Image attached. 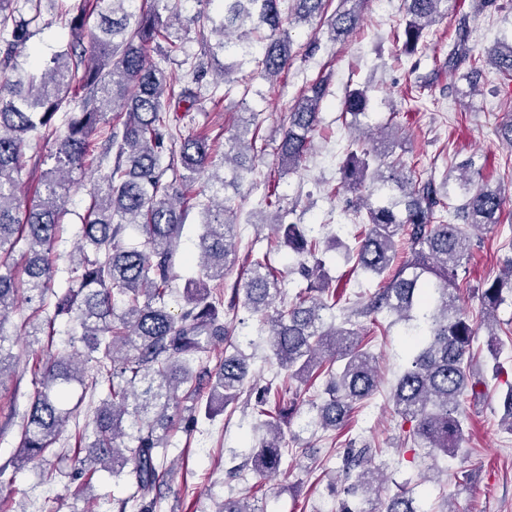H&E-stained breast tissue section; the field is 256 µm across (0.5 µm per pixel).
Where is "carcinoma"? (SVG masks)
Returning a JSON list of instances; mask_svg holds the SVG:
<instances>
[{
    "mask_svg": "<svg viewBox=\"0 0 512 512\" xmlns=\"http://www.w3.org/2000/svg\"><path fill=\"white\" fill-rule=\"evenodd\" d=\"M74 41L34 70L21 73L16 59L42 22L41 0H0V384L13 374L16 355L6 343L4 325L10 314L27 306L24 335L29 343L40 337L52 341L55 322L75 323L71 343L84 350L52 353L36 360L38 390L24 416L16 456L22 463L54 454L53 445L81 402L70 406L68 393L80 386L101 391L91 422L74 435V471L79 478L104 470L125 477L130 495L113 500L115 512H154V496L163 470V450L169 447L174 417L169 409L187 402L183 420L197 424L200 412L212 416L213 404L224 411L244 396L254 398L252 412L261 419L266 437L249 450L246 463L234 470L240 480L251 473L265 479L277 473L289 454L281 423L289 408L271 407L292 383L324 378L320 401H312L310 422L324 432L341 431L351 416L377 390L372 337L326 322V313L343 299L344 290L330 286L317 257L318 238L309 224H284L280 246L304 266L318 283L301 290L296 301L272 307L282 293L272 265L271 250L250 252L248 274L232 286L229 301L224 284L232 270L236 225L234 203L246 175L255 171L258 137L255 116L239 117V126L215 164L207 134L183 138L170 109L190 113L202 108L204 91L224 88L238 60L252 57L256 73L269 79L288 68L291 42L284 25L306 24L324 15L330 0H292L283 15L280 0H222L223 17L215 22L203 11L191 22L211 27L215 45L203 42L199 55H183L171 39L168 17H180L171 0H81L75 8L56 0ZM351 7L334 13L331 34L345 38L360 25L362 0H344ZM405 25L398 38L407 55L417 53L426 28L448 12V0H406ZM94 28L86 27L89 17ZM466 21H460L448 61H469L464 74L475 85L484 63L506 84L512 82V42H498L475 55L467 47ZM184 59L168 71L151 62ZM224 52V85L207 83L205 58ZM325 80L305 87L288 113L277 155L293 169L308 153L318 125ZM367 87L349 91L345 114L352 122L367 115ZM112 113V129L98 139L99 124ZM55 140V166L43 176V193L21 209L17 191L25 168V151L40 139ZM98 165L100 177L81 227L80 242L71 254L69 286L53 291L54 250L62 230L65 198L72 174ZM408 164L396 158L388 165L361 139L352 144L343 164L341 187L360 193L353 213L362 230L345 246L353 268L370 277L389 274L386 285L368 302H347L344 322L355 315L387 312L390 325L400 324L410 337L407 363L391 392L396 414L410 424L404 441H412L453 458L465 435L461 399L486 395L485 379L474 365L481 349L474 347L477 331L467 312L457 305L458 267L471 253L473 236L499 223L501 187L480 182V168L470 158L444 171L441 188L431 179L415 180ZM211 172L212 200L204 205L202 232L194 257L199 278L189 280L185 305L169 311L167 298L175 279L176 247L195 176ZM171 173V179L164 176ZM462 203L451 206V193ZM141 237L125 247L127 233ZM481 295L485 318L506 301L512 302V257L503 272L485 281ZM242 306L266 333V342L279 368L281 383L260 384L250 370L249 355L240 347L234 321L224 309ZM224 345V355L210 365V353ZM512 346V327L504 337L489 332L486 347L493 360V378L503 380L499 394L503 423L512 432V381L500 357ZM94 373L86 378L85 365ZM209 381L204 388L203 380ZM208 390L206 406L201 393ZM343 465L347 499L340 512H373L372 495L380 493V465L372 449L347 441ZM215 512H263L248 497L227 498ZM383 512H425L404 489L383 501Z\"/></svg>",
    "mask_w": 512,
    "mask_h": 512,
    "instance_id": "cac0c4a2",
    "label": "carcinoma"
}]
</instances>
